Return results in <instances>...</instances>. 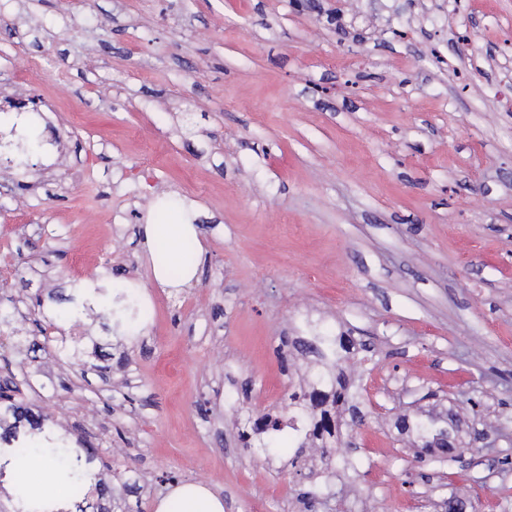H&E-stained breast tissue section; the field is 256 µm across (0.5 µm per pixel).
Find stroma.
<instances>
[{
  "instance_id": "stroma-1",
  "label": "stroma",
  "mask_w": 512,
  "mask_h": 512,
  "mask_svg": "<svg viewBox=\"0 0 512 512\" xmlns=\"http://www.w3.org/2000/svg\"><path fill=\"white\" fill-rule=\"evenodd\" d=\"M401 4L0 0V110L37 103L58 138L27 174L0 160V309L20 302L44 386L17 403L47 418L1 436L90 449L108 512H155L169 474L224 512H304L293 442L250 456L238 429L309 392L306 358L280 356L307 319L352 338L365 402L355 466L333 467L318 512H448L459 495L512 512V0ZM187 208L203 250L172 294L140 228ZM116 282L153 309L132 363L94 316L87 362L45 357L73 329L39 333L32 297L49 312ZM406 415L491 445L468 469L420 466L443 451Z\"/></svg>"
}]
</instances>
